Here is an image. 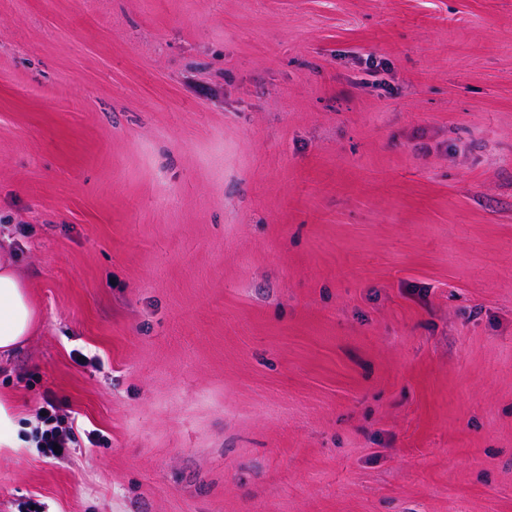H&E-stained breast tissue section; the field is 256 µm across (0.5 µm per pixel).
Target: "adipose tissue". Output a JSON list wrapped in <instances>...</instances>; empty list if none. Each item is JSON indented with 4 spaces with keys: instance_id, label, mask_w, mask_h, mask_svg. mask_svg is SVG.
Segmentation results:
<instances>
[{
    "instance_id": "1",
    "label": "adipose tissue",
    "mask_w": 512,
    "mask_h": 512,
    "mask_svg": "<svg viewBox=\"0 0 512 512\" xmlns=\"http://www.w3.org/2000/svg\"><path fill=\"white\" fill-rule=\"evenodd\" d=\"M37 324L27 285L17 274L10 254L0 253V352H11Z\"/></svg>"
}]
</instances>
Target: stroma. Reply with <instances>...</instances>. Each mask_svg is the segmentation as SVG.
Here are the masks:
<instances>
[{"mask_svg":"<svg viewBox=\"0 0 512 512\" xmlns=\"http://www.w3.org/2000/svg\"><path fill=\"white\" fill-rule=\"evenodd\" d=\"M4 238L0 512H512V0H0ZM8 248L0 247V352L8 353L32 336L37 315L27 285L17 274ZM37 417L39 422L32 430L29 441L45 455L65 457L74 439L72 427L64 425L65 421L57 415L55 405L49 401L39 409ZM54 447H57V452H54Z\"/></svg>","mask_w":512,"mask_h":512,"instance_id":"1","label":"stroma"}]
</instances>
